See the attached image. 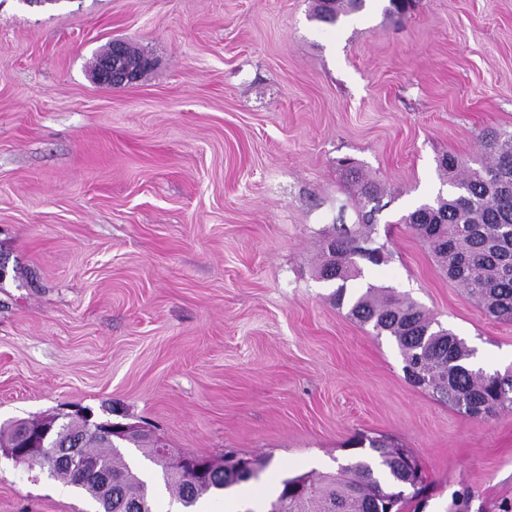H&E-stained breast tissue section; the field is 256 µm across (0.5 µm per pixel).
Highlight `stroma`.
Listing matches in <instances>:
<instances>
[{
  "instance_id": "obj_1",
  "label": "stroma",
  "mask_w": 512,
  "mask_h": 512,
  "mask_svg": "<svg viewBox=\"0 0 512 512\" xmlns=\"http://www.w3.org/2000/svg\"><path fill=\"white\" fill-rule=\"evenodd\" d=\"M0 0V425L122 407L175 456H267L205 497L266 512L281 478L335 471L355 435L417 456L404 512H512V409L469 418L411 386L391 336L317 268L384 191L355 291L409 296L512 370V323L448 281L400 222L451 187L438 161L512 131V0ZM152 68L92 82L112 40ZM0 450V512H99ZM361 2L362 0H318L316 4L317 16L321 21L335 23L346 8L356 9Z\"/></svg>"
}]
</instances>
